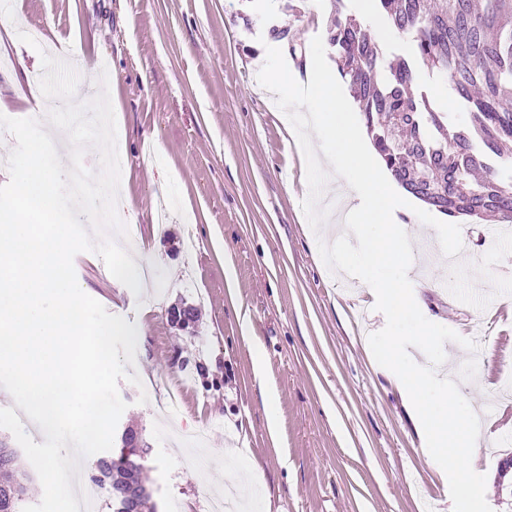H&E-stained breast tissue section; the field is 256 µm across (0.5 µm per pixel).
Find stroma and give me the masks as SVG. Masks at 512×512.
<instances>
[{
  "label": "stroma",
  "mask_w": 512,
  "mask_h": 512,
  "mask_svg": "<svg viewBox=\"0 0 512 512\" xmlns=\"http://www.w3.org/2000/svg\"><path fill=\"white\" fill-rule=\"evenodd\" d=\"M0 0L17 21L43 27L49 44L92 95L96 66L112 78V106L123 157L120 218L133 232L128 251L153 254L151 288L160 307L96 275L77 254L80 288L111 314L135 324L136 368L152 376L120 380L128 407L120 426L143 429L151 446L147 475L158 512H214L224 468L244 467L246 449L261 467L253 512H452L448 479L427 463L399 391L368 343L386 324L365 291L348 293L322 261L302 210L306 162L284 113L270 106L257 74L266 46L294 66L325 35L331 0ZM289 31L274 41L272 27ZM414 95L448 115L449 129L470 122L446 75L415 65ZM415 235L412 274L428 282L424 316L460 336L484 340L486 361L470 366L461 345H445V365L472 408L512 389V294L493 277H512V254L473 275L486 308L458 301L447 282L454 262L476 264L494 232L512 223L461 226L463 251L446 257L435 229L405 218ZM235 270L224 278L225 263ZM195 307L189 327L173 307ZM265 348V377L254 371L251 338ZM147 403H140V396ZM279 428L270 431L268 402ZM484 440L474 469L486 475L491 512H512V408L480 418Z\"/></svg>",
  "instance_id": "stroma-1"
}]
</instances>
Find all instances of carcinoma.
Segmentation results:
<instances>
[{
    "mask_svg": "<svg viewBox=\"0 0 512 512\" xmlns=\"http://www.w3.org/2000/svg\"><path fill=\"white\" fill-rule=\"evenodd\" d=\"M394 29L413 34L414 59L381 79L377 45L357 17L336 11L326 28L339 75L391 176L408 193L450 219L512 216V0H379ZM444 72L469 105L471 125L448 133L444 116L410 92L412 61ZM120 448L97 461L110 512H155L145 484L149 445ZM21 458L0 467V512H22L35 478Z\"/></svg>",
    "mask_w": 512,
    "mask_h": 512,
    "instance_id": "carcinoma-1",
    "label": "carcinoma"
}]
</instances>
